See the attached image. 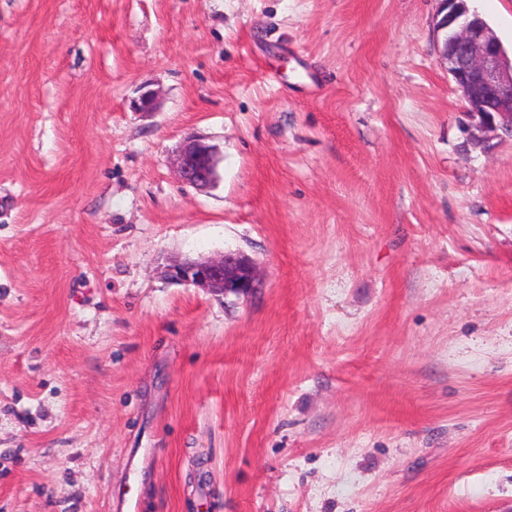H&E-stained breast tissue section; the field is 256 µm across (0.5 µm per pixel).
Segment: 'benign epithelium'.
I'll list each match as a JSON object with an SVG mask.
<instances>
[{
	"instance_id": "7a95c632",
	"label": "benign epithelium",
	"mask_w": 512,
	"mask_h": 512,
	"mask_svg": "<svg viewBox=\"0 0 512 512\" xmlns=\"http://www.w3.org/2000/svg\"><path fill=\"white\" fill-rule=\"evenodd\" d=\"M433 31L442 62L467 106L470 127L486 137L512 139V56L468 0H439ZM160 93L143 86L131 101L136 112H153ZM181 182L197 189L216 178L213 146L189 136L176 153ZM170 279L205 288L216 295L245 297L261 286L254 262L240 252L217 260L187 261L168 269Z\"/></svg>"
}]
</instances>
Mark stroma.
Segmentation results:
<instances>
[{"instance_id": "1", "label": "stroma", "mask_w": 512, "mask_h": 512, "mask_svg": "<svg viewBox=\"0 0 512 512\" xmlns=\"http://www.w3.org/2000/svg\"><path fill=\"white\" fill-rule=\"evenodd\" d=\"M437 7L0 0V512H512V140ZM175 161L182 183L201 190L210 187L215 181V149L201 139L186 137L177 150ZM168 276L176 282L205 288L224 297L249 296L261 286L254 262L241 252H224L217 260L173 264Z\"/></svg>"}]
</instances>
